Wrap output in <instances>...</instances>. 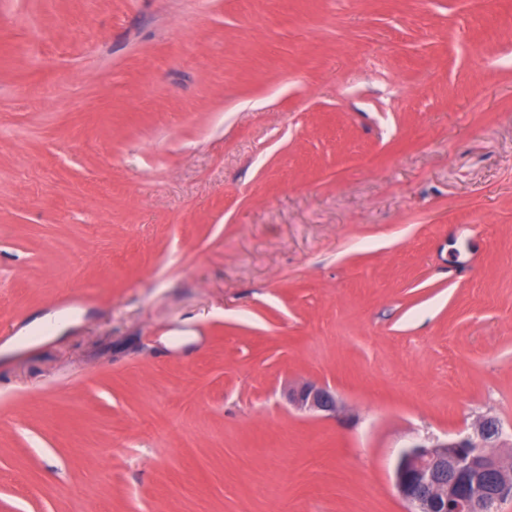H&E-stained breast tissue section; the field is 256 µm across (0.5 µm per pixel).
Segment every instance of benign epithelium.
Here are the masks:
<instances>
[{
  "mask_svg": "<svg viewBox=\"0 0 512 512\" xmlns=\"http://www.w3.org/2000/svg\"><path fill=\"white\" fill-rule=\"evenodd\" d=\"M288 401L324 416L339 411L336 394L313 384L288 392ZM503 436L498 420L482 418L463 437L410 447L394 468L397 493L410 512H492L499 502L512 499V467L489 452Z\"/></svg>",
  "mask_w": 512,
  "mask_h": 512,
  "instance_id": "obj_1",
  "label": "benign epithelium"
}]
</instances>
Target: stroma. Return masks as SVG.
Here are the masks:
<instances>
[{"mask_svg":"<svg viewBox=\"0 0 512 512\" xmlns=\"http://www.w3.org/2000/svg\"><path fill=\"white\" fill-rule=\"evenodd\" d=\"M495 2L0 0V345L82 314L0 359V512H407L512 427ZM68 318L61 313H47L45 315L36 317L32 323L21 331L18 336L13 337L7 341L3 346V353L5 355L12 352L17 347L24 346L30 343L35 334L39 333L43 328L51 326L54 330H59L68 323ZM288 401L296 408L323 416L336 417L339 411L336 394L325 387L306 384L288 392ZM503 436L498 420L482 418L463 437L410 447L394 468L397 493L410 512L495 511L499 502L512 499V467L488 451ZM475 466L483 478L472 475Z\"/></svg>","mask_w":512,"mask_h":512,"instance_id":"1","label":"stroma"}]
</instances>
